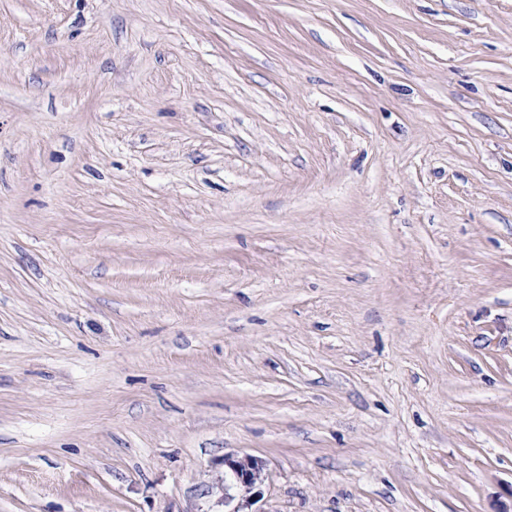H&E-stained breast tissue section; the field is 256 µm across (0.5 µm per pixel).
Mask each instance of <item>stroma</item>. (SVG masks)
<instances>
[{
    "instance_id": "1",
    "label": "stroma",
    "mask_w": 512,
    "mask_h": 512,
    "mask_svg": "<svg viewBox=\"0 0 512 512\" xmlns=\"http://www.w3.org/2000/svg\"><path fill=\"white\" fill-rule=\"evenodd\" d=\"M512 512V0H0V512ZM223 465L225 474H229L233 485L241 493L236 506L226 512H252L245 511L253 499L260 494L259 486L264 481L265 463L261 459L245 455L243 457L224 456Z\"/></svg>"
}]
</instances>
